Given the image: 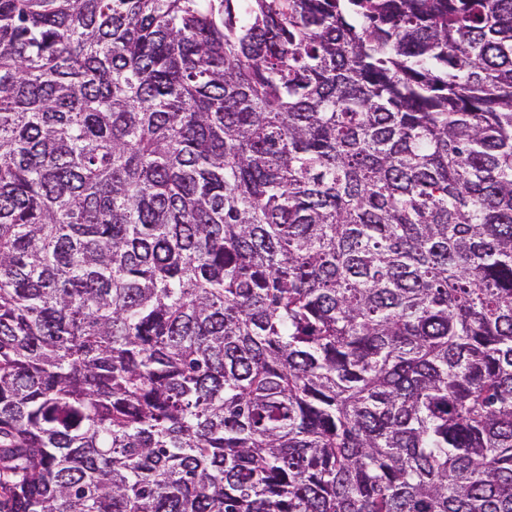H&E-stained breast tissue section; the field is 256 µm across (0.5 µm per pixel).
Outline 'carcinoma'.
Returning a JSON list of instances; mask_svg holds the SVG:
<instances>
[{
    "instance_id": "1",
    "label": "carcinoma",
    "mask_w": 512,
    "mask_h": 512,
    "mask_svg": "<svg viewBox=\"0 0 512 512\" xmlns=\"http://www.w3.org/2000/svg\"><path fill=\"white\" fill-rule=\"evenodd\" d=\"M0 512H512V0H0Z\"/></svg>"
}]
</instances>
